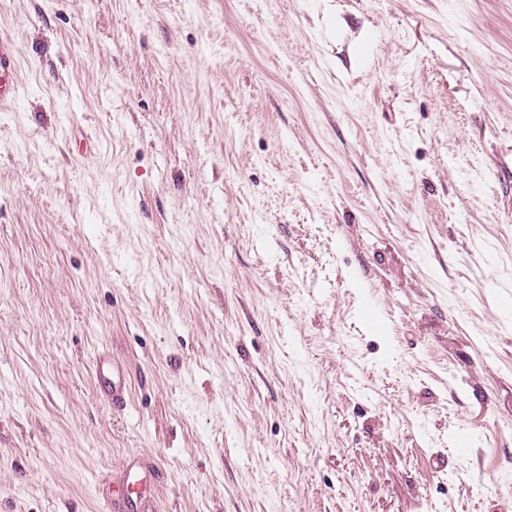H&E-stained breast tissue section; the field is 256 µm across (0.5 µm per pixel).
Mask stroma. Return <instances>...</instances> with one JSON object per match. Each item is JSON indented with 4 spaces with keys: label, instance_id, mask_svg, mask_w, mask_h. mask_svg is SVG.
Returning <instances> with one entry per match:
<instances>
[{
    "label": "stroma",
    "instance_id": "obj_1",
    "mask_svg": "<svg viewBox=\"0 0 512 512\" xmlns=\"http://www.w3.org/2000/svg\"><path fill=\"white\" fill-rule=\"evenodd\" d=\"M0 35V512H109L135 460L154 512H512V0H0ZM17 63L16 43L10 38L0 36V104L12 103L20 93ZM121 373L120 367L110 356H99L96 372L98 390L103 397L112 403V406L122 402Z\"/></svg>",
    "mask_w": 512,
    "mask_h": 512
}]
</instances>
